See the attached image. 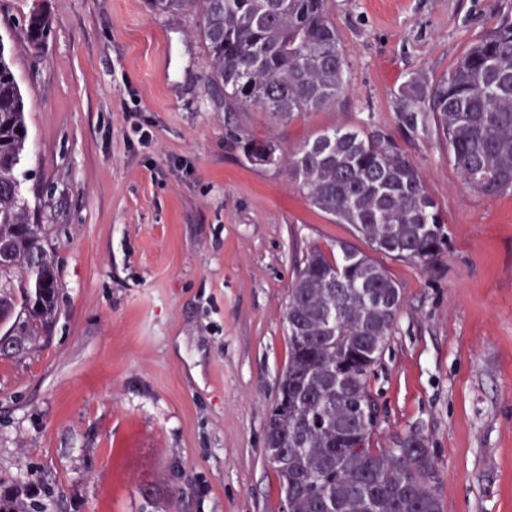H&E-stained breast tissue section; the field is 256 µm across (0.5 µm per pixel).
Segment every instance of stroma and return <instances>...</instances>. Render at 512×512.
<instances>
[{"mask_svg": "<svg viewBox=\"0 0 512 512\" xmlns=\"http://www.w3.org/2000/svg\"><path fill=\"white\" fill-rule=\"evenodd\" d=\"M46 14L32 50L19 25ZM512 0H329L347 60L335 103L291 122L224 109L200 16L147 0H0L26 103L20 176L59 279L56 320L0 360V494L44 512H280L264 444L288 361V289L311 247L348 243L403 306L369 389L373 447L424 435L443 512H512V194L466 185L434 124L401 128L409 77H445ZM152 135L141 142L135 125ZM385 130L447 220L424 269L371 251L235 137L281 149Z\"/></svg>", "mask_w": 512, "mask_h": 512, "instance_id": "35a3bbf8", "label": "stroma"}]
</instances>
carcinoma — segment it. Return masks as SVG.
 I'll return each mask as SVG.
<instances>
[{"instance_id":"obj_1","label":"carcinoma","mask_w":512,"mask_h":512,"mask_svg":"<svg viewBox=\"0 0 512 512\" xmlns=\"http://www.w3.org/2000/svg\"><path fill=\"white\" fill-rule=\"evenodd\" d=\"M159 15L196 11L210 80L224 89V111L259 107L281 122L334 102L347 63L328 0H148ZM21 29L41 49L48 17ZM399 124L433 121L461 179L487 196L512 193V13L475 41L448 77L416 76L398 89ZM24 96L0 41V330L24 337L1 359L25 354L58 313L56 266L31 230L18 167L26 151ZM253 164L288 172L312 206L349 224L371 247L421 267L447 248L445 218L422 176L391 136L330 129L282 151L266 139L240 141ZM402 306L400 288L370 256L339 245L311 248L288 290V362L266 427L267 453L288 512H442L439 471L427 439L398 437L371 447L379 411L368 389ZM0 497V512H37Z\"/></svg>"}]
</instances>
